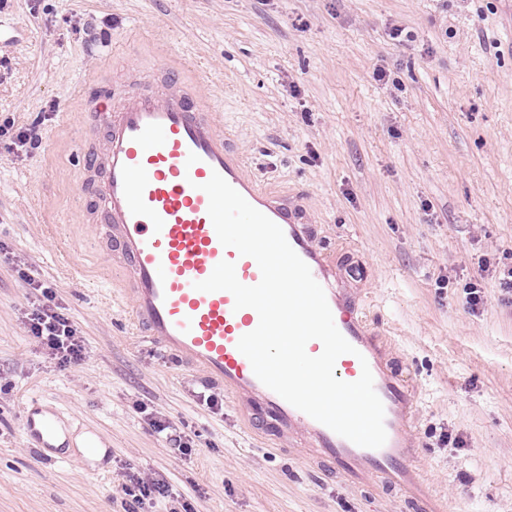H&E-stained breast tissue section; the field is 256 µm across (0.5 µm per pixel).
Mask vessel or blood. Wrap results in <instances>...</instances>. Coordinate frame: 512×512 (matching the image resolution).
<instances>
[{
	"label": "vessel or blood",
	"mask_w": 512,
	"mask_h": 512,
	"mask_svg": "<svg viewBox=\"0 0 512 512\" xmlns=\"http://www.w3.org/2000/svg\"><path fill=\"white\" fill-rule=\"evenodd\" d=\"M114 95L115 102L92 109L102 136L89 162L99 181L79 187L77 194L91 196L92 236L134 297L128 327L156 342L176 365L223 388L246 411L250 425L273 438L290 435L308 444L328 474L342 473L359 485L382 477L404 489L408 503L423 512L428 496L412 468V392L392 367L388 346L368 325L361 300L318 246L305 209L247 172L224 136L222 114L202 107L195 86L177 79L167 62L125 77ZM215 173L282 228L323 287L336 327L354 348L337 359L334 375L353 382L370 369L385 411L387 440L381 448L357 446L263 385L237 347L240 337L257 327V312L235 309L230 292L196 290V282L224 260L234 263L241 283L261 279L253 258L218 238L201 189ZM22 433L33 447L53 448L62 426L56 415L34 405L23 412ZM83 448L90 465L111 456L107 442L93 431Z\"/></svg>",
	"instance_id": "vessel-or-blood-1"
}]
</instances>
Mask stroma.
Segmentation results:
<instances>
[{
    "label": "stroma",
    "mask_w": 512,
    "mask_h": 512,
    "mask_svg": "<svg viewBox=\"0 0 512 512\" xmlns=\"http://www.w3.org/2000/svg\"><path fill=\"white\" fill-rule=\"evenodd\" d=\"M268 188L302 204L337 268L357 265L368 321L411 384L417 476L450 512H512V0H9L0 10V512H118L129 473L189 512H403V495L327 476L308 448L247 429L219 387L132 335L76 195L89 100L161 57ZM83 86L76 95L75 86ZM50 285L86 348L65 367L28 336ZM486 303L471 313L464 286ZM67 460L30 448V402ZM188 434L173 452L151 426ZM97 431L108 465L76 446ZM62 430L58 417L43 411L34 402L23 412L22 433L33 448H69L66 438L58 443ZM152 425L158 433L168 431L166 433V439L169 441V444L171 445L170 447H174L171 448L173 451H177L182 455H188V453H191L192 448L189 439L184 432L180 430L178 431L176 428L171 426V424L161 420H155Z\"/></svg>",
    "instance_id": "stroma-1"
}]
</instances>
